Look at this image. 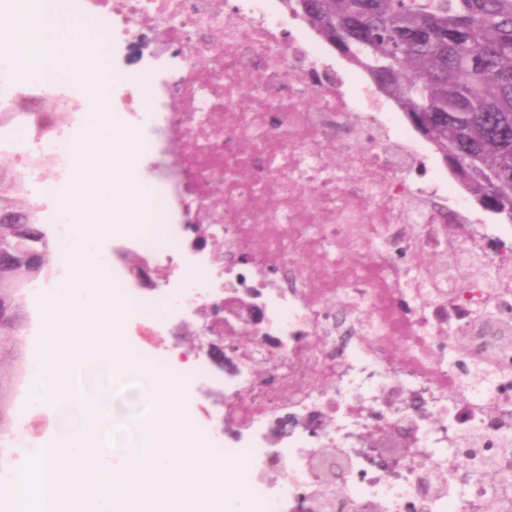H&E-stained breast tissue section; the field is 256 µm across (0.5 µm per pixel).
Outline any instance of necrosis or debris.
<instances>
[{
	"label": "necrosis or debris",
	"mask_w": 512,
	"mask_h": 512,
	"mask_svg": "<svg viewBox=\"0 0 512 512\" xmlns=\"http://www.w3.org/2000/svg\"><path fill=\"white\" fill-rule=\"evenodd\" d=\"M280 4L53 0L113 41L138 19L165 34L146 70L126 78L120 115L159 171L145 187L158 229L123 235L111 256L135 253L160 279L148 294L110 284L142 337L161 335L157 309L175 317L258 291L266 322L250 347L224 335L232 372L201 349L163 353L213 391L188 414L247 464L248 494L267 512H512V483L487 479L512 473V227L474 223L429 167L428 144ZM21 82L51 89L58 78L0 55V112ZM82 125L79 112L42 135L18 116L0 122V144L59 243L74 227L49 204ZM201 236L222 251L194 248ZM256 241L261 252L242 260ZM18 419L20 434L0 437V456L14 460L0 469L6 501L13 468L53 425L24 402ZM324 448L336 463L326 476Z\"/></svg>",
	"instance_id": "obj_1"
}]
</instances>
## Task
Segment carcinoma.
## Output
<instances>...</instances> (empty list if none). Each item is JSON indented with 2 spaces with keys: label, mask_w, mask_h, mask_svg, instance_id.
Returning a JSON list of instances; mask_svg holds the SVG:
<instances>
[{
  "label": "carcinoma",
  "mask_w": 512,
  "mask_h": 512,
  "mask_svg": "<svg viewBox=\"0 0 512 512\" xmlns=\"http://www.w3.org/2000/svg\"><path fill=\"white\" fill-rule=\"evenodd\" d=\"M392 99L475 203L512 223V0H282ZM0 210L25 211L26 238L0 223V251L50 252L20 184L0 166ZM21 334L0 323V358ZM16 385L0 362V432Z\"/></svg>",
  "instance_id": "cac0c4a2"
}]
</instances>
